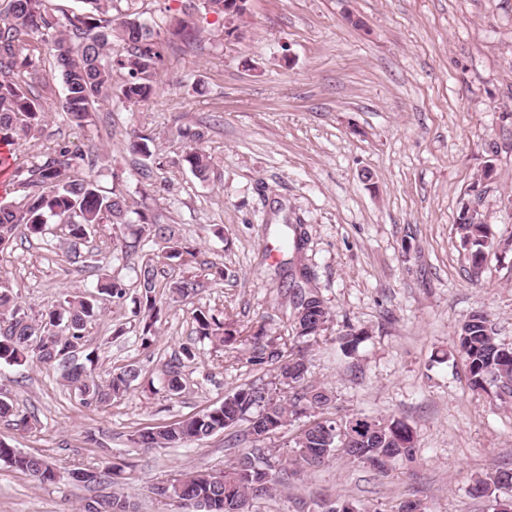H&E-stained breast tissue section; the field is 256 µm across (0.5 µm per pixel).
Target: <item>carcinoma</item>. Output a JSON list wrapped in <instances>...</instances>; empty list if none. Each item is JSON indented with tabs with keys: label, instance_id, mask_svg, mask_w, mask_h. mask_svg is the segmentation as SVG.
<instances>
[{
	"label": "carcinoma",
	"instance_id": "obj_1",
	"mask_svg": "<svg viewBox=\"0 0 512 512\" xmlns=\"http://www.w3.org/2000/svg\"><path fill=\"white\" fill-rule=\"evenodd\" d=\"M82 8L59 17L50 0H7L0 10V142L32 138L47 122V110L35 93V78L45 59L52 57L63 85V96L56 109L64 112L76 127L82 128L97 107L118 101L124 106L150 100L156 93L163 69L168 33L185 42L197 39L200 29L195 11L189 5L182 16L146 17L139 0H80ZM205 13L224 20V27L240 28L246 14H228L226 0H200ZM117 17H112V13ZM181 163L201 182L211 178V166L203 148L185 146ZM85 153L63 143L29 166H16L13 177L18 195L0 200V251L8 248L16 231L24 228L30 237L50 233L60 224L72 246L85 241L99 224L120 229L135 224L136 247L146 237L158 246L160 257L179 259L194 255L193 249L175 236L168 224H160L145 211L132 208L127 194L115 186L101 189L99 174L84 169ZM137 215L132 220L131 215ZM460 242L468 251L473 266L482 264L485 253L498 244L495 234L480 214L462 210L458 224ZM139 288L144 290V317L141 339L150 344L155 336L159 310L152 293L157 288V264L147 261L135 270ZM171 299L181 302L192 297L199 284L185 277L169 281ZM126 285L116 276L104 273L96 291L77 296L64 306L51 308L33 318L14 302L10 290L0 285V361L20 364L28 358L54 366L63 379L78 391L87 405L104 404L127 392L139 377L129 367L99 383L87 368L93 362H76L87 322L100 311L98 296L121 299ZM291 351H284L263 334L248 342L252 364H277L271 385L251 384L227 395L214 407L165 426L140 430L130 442L140 448H178L199 442L241 421L261 419L262 428L252 439L250 452L226 461L224 471L194 469L173 483L156 487V495L169 498L180 510L188 512H255L256 501L271 498L286 490L291 480L339 455L354 463L383 472L386 463L409 460L416 448L414 428L396 417H378L362 413L330 416L332 397L326 388L305 385L308 371L302 346L317 341L329 329L333 318L318 291L299 285L290 293ZM196 333L232 337L236 329L224 327L215 316L199 311L195 316ZM367 332L349 329L339 336L346 352L357 349ZM457 354L465 361L470 385L491 395L502 404L512 403V346L498 339L487 317L475 312L462 322L455 342ZM289 390L284 397L281 391ZM310 412L313 420L289 436L292 453L279 459L278 449L266 446L262 433H276L292 425L300 415ZM0 420L20 430L29 427L28 416L0 400ZM0 462L27 473L38 482L53 483L60 477L53 465L41 455L28 454L10 447L0 439ZM123 464L114 462L106 471L86 470L87 483L99 484L112 479V493L80 504L79 512H138L137 506L117 488ZM468 494L486 498L490 512H497L499 499L491 485L481 477L472 479Z\"/></svg>",
	"mask_w": 512,
	"mask_h": 512
}]
</instances>
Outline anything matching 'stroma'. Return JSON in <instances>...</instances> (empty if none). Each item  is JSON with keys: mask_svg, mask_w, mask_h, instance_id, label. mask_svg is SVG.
<instances>
[{"mask_svg": "<svg viewBox=\"0 0 512 512\" xmlns=\"http://www.w3.org/2000/svg\"><path fill=\"white\" fill-rule=\"evenodd\" d=\"M249 7L238 35L210 14L199 16L193 45L169 37L155 98L100 109L82 128L53 109L63 93L53 68L40 73L51 112L41 136L15 147L17 164L58 143L80 147L104 189L122 173L134 207L171 225L197 257L159 264L161 319L146 347L134 268L155 252L151 242L121 253L102 224L75 254L61 234H20L0 251V281L34 316L91 291L100 272L124 278L125 297L87 323L83 350L95 355L99 382L130 365L139 371L123 396L86 405L58 369L0 362V397L30 420L25 431L0 422V437L61 473L41 484L0 463V512H77L112 486L75 485L68 473L118 460L140 512H172L155 487L197 467L223 471L228 455L248 452L244 422L180 448H134L128 436L270 382L273 365L249 364L244 341L199 339L195 316L286 341L287 291L303 267L333 314L308 350V382L330 390L339 414L405 419L416 450L381 473L329 462L259 501L258 512H316L339 494L382 512L408 500L431 512H488L487 500L467 493L471 477L512 470V408L473 390L453 349L477 311L512 344V0ZM181 128L201 133L209 182L180 164ZM134 132L148 137L151 159L129 151ZM466 206L502 238L477 269L456 229ZM214 265L223 280L213 279ZM185 276L197 278V294L171 302L164 282ZM350 327L368 336L347 355L338 336ZM172 362L184 382L178 393L166 381Z\"/></svg>", "mask_w": 512, "mask_h": 512, "instance_id": "1", "label": "stroma"}]
</instances>
